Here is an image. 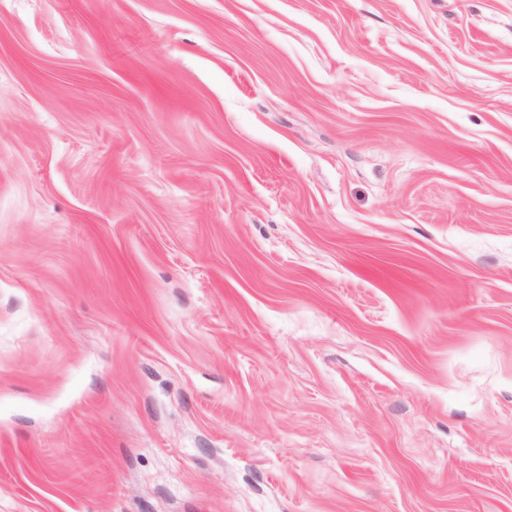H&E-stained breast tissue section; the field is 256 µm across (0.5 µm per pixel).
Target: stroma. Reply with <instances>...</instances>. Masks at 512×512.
I'll list each match as a JSON object with an SVG mask.
<instances>
[{"label":"stroma","mask_w":512,"mask_h":512,"mask_svg":"<svg viewBox=\"0 0 512 512\" xmlns=\"http://www.w3.org/2000/svg\"><path fill=\"white\" fill-rule=\"evenodd\" d=\"M0 512H512V0H0Z\"/></svg>","instance_id":"obj_1"}]
</instances>
